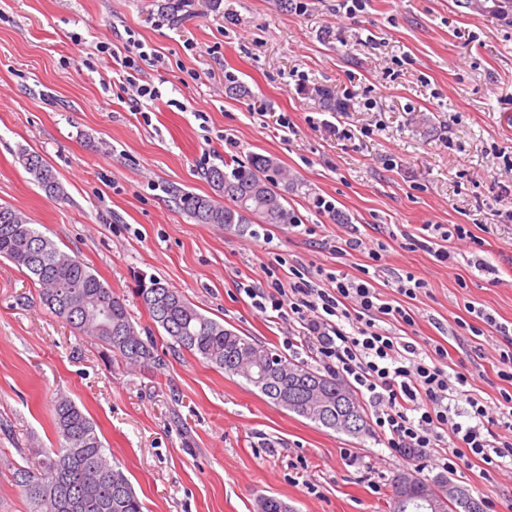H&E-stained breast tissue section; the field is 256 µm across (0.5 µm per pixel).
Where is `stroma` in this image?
I'll return each mask as SVG.
<instances>
[{"mask_svg": "<svg viewBox=\"0 0 512 512\" xmlns=\"http://www.w3.org/2000/svg\"><path fill=\"white\" fill-rule=\"evenodd\" d=\"M164 0H0V204L23 211L57 246L78 255L124 296L156 367L113 360L94 337L51 314L41 289L0 259V512H30L15 464L53 448L52 407L76 402L130 479L143 512H255L259 495L293 512H389L398 474L440 476L427 457L403 460L378 434L353 437L276 406L258 389L175 348L134 293L154 275L205 315L256 343L283 350L287 316L254 309L243 293L261 264L358 275L366 255L336 248L351 236L385 244L374 286L397 299L396 278L426 286L412 303L415 340L447 346L449 364L476 373L497 397L496 327L474 338L468 306L512 329V13L494 0H190L172 24ZM135 34L163 62L137 83L162 98L116 91L126 72L96 44ZM308 77L297 89L294 72ZM358 79L373 109H337L328 92ZM293 131H277L281 115ZM353 133L339 140L321 120ZM371 137H364V130ZM235 140L226 147L225 138ZM38 152L67 191L49 200L19 165ZM253 153L285 170L296 226L253 224L242 233L190 219L169 195L210 194L207 169ZM336 201L318 211L316 196ZM426 224H467L485 241L495 274L470 264V241L449 240L448 269L416 247ZM466 288H459L457 278ZM358 457L347 465L344 451ZM452 481L512 512V476L460 466ZM381 490L372 493L370 483Z\"/></svg>", "mask_w": 512, "mask_h": 512, "instance_id": "1", "label": "stroma"}]
</instances>
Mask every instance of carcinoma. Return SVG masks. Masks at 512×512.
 Masks as SVG:
<instances>
[{
  "instance_id": "1",
  "label": "carcinoma",
  "mask_w": 512,
  "mask_h": 512,
  "mask_svg": "<svg viewBox=\"0 0 512 512\" xmlns=\"http://www.w3.org/2000/svg\"><path fill=\"white\" fill-rule=\"evenodd\" d=\"M187 0H166V17L174 24L187 18ZM17 160L54 201L66 192L48 162L22 149ZM274 159L253 154L245 161L207 170L213 195L182 190L173 199L198 224H292L294 213L280 192ZM0 257L27 271L41 287L43 304L79 332L98 339L112 357L129 365L158 364L154 344L139 336L124 299L90 267L37 230L19 209L0 204ZM134 291L150 318L181 350L257 388L275 405L319 427L344 432L334 424L339 395L349 384L340 377L315 371L307 364L264 349L250 337L202 314L179 290L155 276L134 278ZM325 394L322 413L303 409V398L314 387ZM56 448H37L17 468L16 483L31 512H142L132 484L106 454L96 423L70 398L53 407Z\"/></svg>"
}]
</instances>
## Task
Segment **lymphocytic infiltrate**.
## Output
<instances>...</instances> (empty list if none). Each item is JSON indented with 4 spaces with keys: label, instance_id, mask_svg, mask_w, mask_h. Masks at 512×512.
<instances>
[{
    "label": "lymphocytic infiltrate",
    "instance_id": "f902f5d3",
    "mask_svg": "<svg viewBox=\"0 0 512 512\" xmlns=\"http://www.w3.org/2000/svg\"><path fill=\"white\" fill-rule=\"evenodd\" d=\"M262 265L245 294L262 313L287 311L297 323L288 348L304 345L325 369L343 376L368 405L384 445L398 457L424 455L447 471L478 461L512 470V336L504 337L495 400L475 390L471 372L448 370V349L429 339L408 341L397 328L414 326L409 300L425 283L413 274L398 278L400 303L382 300L370 276L316 269L281 281ZM465 401L464 421L452 414Z\"/></svg>",
    "mask_w": 512,
    "mask_h": 512
}]
</instances>
